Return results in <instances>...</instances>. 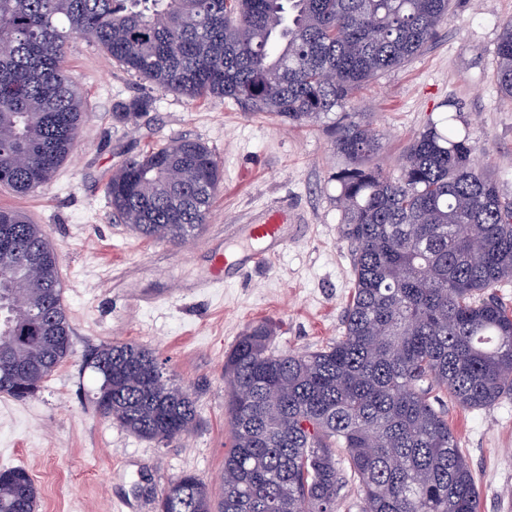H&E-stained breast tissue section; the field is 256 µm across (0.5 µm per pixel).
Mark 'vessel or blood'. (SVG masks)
Here are the masks:
<instances>
[{
    "label": "vessel or blood",
    "mask_w": 512,
    "mask_h": 512,
    "mask_svg": "<svg viewBox=\"0 0 512 512\" xmlns=\"http://www.w3.org/2000/svg\"><path fill=\"white\" fill-rule=\"evenodd\" d=\"M287 221L284 211L267 209L256 222L242 226L238 244L229 252L214 257V279H221L232 267L258 265L264 256L283 249L288 242Z\"/></svg>",
    "instance_id": "1"
}]
</instances>
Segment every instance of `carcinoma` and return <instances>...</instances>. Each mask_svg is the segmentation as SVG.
Segmentation results:
<instances>
[{
	"label": "carcinoma",
	"instance_id": "carcinoma-1",
	"mask_svg": "<svg viewBox=\"0 0 512 512\" xmlns=\"http://www.w3.org/2000/svg\"><path fill=\"white\" fill-rule=\"evenodd\" d=\"M451 0H0V185L36 193L72 153L84 110L65 66L70 39L101 45L155 86L230 99L305 124L345 108L364 85L433 39ZM496 82L512 98V20ZM376 131L341 116L334 149L352 295L343 333L316 350L279 351L249 325L224 356L231 442L223 492L194 472L161 494L166 512H482L443 399L471 410L512 396V200L477 168L455 118L409 144L399 174L366 164ZM222 173L202 142L179 138L126 159L106 194L136 234L172 244L207 223ZM0 394L21 400L66 359L72 329L60 255L39 225L0 209ZM104 417L165 443L194 430L196 403L155 352L136 343L88 351ZM39 489L0 469V512H35Z\"/></svg>",
	"mask_w": 512,
	"mask_h": 512
}]
</instances>
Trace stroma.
I'll return each instance as SVG.
<instances>
[{"instance_id": "35a3bbf8", "label": "stroma", "mask_w": 512, "mask_h": 512, "mask_svg": "<svg viewBox=\"0 0 512 512\" xmlns=\"http://www.w3.org/2000/svg\"><path fill=\"white\" fill-rule=\"evenodd\" d=\"M512 0H453L435 37L404 66L360 90L349 112L380 135L376 157L398 175L411 138L443 113L477 146L475 163L512 198V98L495 80L502 24ZM66 66L86 118L75 150L41 192L0 185V208L41 225L61 257L72 351L35 394L0 395V468L23 466L39 491L37 512H158L170 480L192 471L220 495L230 426L224 355L256 321L276 326L278 350H314L343 331L352 289L350 244L334 180L337 113L292 125L228 100H192L125 71L99 46L71 39ZM148 101L135 121L122 114ZM199 140L223 173L202 233L183 246L141 238L115 222L105 192L128 157L173 139ZM288 209V246L260 267L204 287L233 225ZM135 342L152 349L196 402L199 422L169 443L140 438L101 417L82 370L90 348ZM482 512H512V397L494 407L448 404Z\"/></svg>"}]
</instances>
